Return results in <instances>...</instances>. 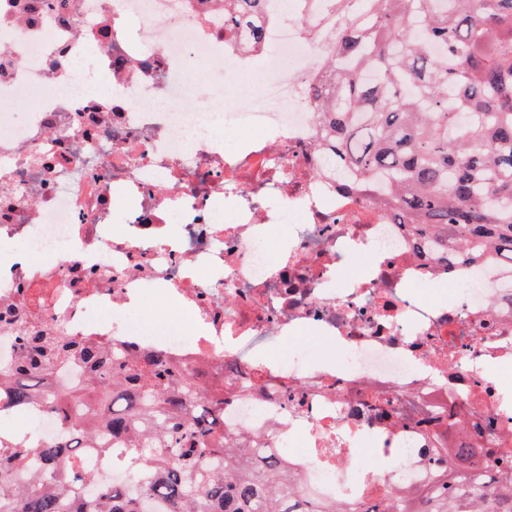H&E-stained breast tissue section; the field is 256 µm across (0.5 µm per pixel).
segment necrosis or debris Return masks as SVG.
Returning a JSON list of instances; mask_svg holds the SVG:
<instances>
[{"instance_id": "1", "label": "necrosis or debris", "mask_w": 512, "mask_h": 512, "mask_svg": "<svg viewBox=\"0 0 512 512\" xmlns=\"http://www.w3.org/2000/svg\"><path fill=\"white\" fill-rule=\"evenodd\" d=\"M323 15L321 0H282L248 50L224 32V0H0V101L25 105L0 112V310L206 367L224 379L225 430L282 451L303 439L299 476L361 508L449 465L433 450L450 414L486 448L484 474L512 455V400L491 370L512 363V262L420 263L396 217L337 192L308 95ZM356 251L376 260L349 277ZM448 283L446 301L417 292ZM153 291L175 317L134 313ZM308 333L343 362L272 356ZM124 454L106 442L80 468L121 482Z\"/></svg>"}]
</instances>
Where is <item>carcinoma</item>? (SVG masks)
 I'll list each match as a JSON object with an SVG mask.
<instances>
[{"label": "carcinoma", "mask_w": 512, "mask_h": 512, "mask_svg": "<svg viewBox=\"0 0 512 512\" xmlns=\"http://www.w3.org/2000/svg\"><path fill=\"white\" fill-rule=\"evenodd\" d=\"M274 0H224V33L256 47L257 21ZM335 26L319 100V141L347 168L339 185L377 195L383 210L425 232L450 264L512 259V0H327ZM0 331L15 336L16 361L0 367L21 413L38 400L68 429L66 438L15 451L0 433V512H351L316 490L295 489L284 457L231 444L224 397L205 371L183 373L161 354L129 358L58 330L45 332L12 311ZM82 379L62 387L56 367ZM104 429L112 444L138 449L124 463L151 471L145 492L106 485L85 497L71 458ZM483 449L439 448L456 465L413 496L400 494L370 512H512V456L500 460L496 489L472 482Z\"/></svg>", "instance_id": "obj_1"}]
</instances>
